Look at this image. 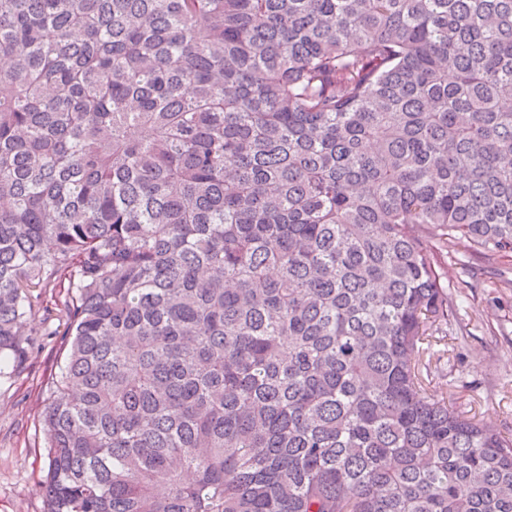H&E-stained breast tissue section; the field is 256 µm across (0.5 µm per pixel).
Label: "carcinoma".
<instances>
[{
  "label": "carcinoma",
  "mask_w": 512,
  "mask_h": 512,
  "mask_svg": "<svg viewBox=\"0 0 512 512\" xmlns=\"http://www.w3.org/2000/svg\"><path fill=\"white\" fill-rule=\"evenodd\" d=\"M512 0H0V356L61 286L47 512H512L448 407V241L512 261Z\"/></svg>",
  "instance_id": "cac0c4a2"
}]
</instances>
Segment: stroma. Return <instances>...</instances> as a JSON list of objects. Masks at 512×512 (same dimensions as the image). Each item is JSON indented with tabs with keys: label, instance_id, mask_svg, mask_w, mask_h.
<instances>
[{
	"label": "stroma",
	"instance_id": "1",
	"mask_svg": "<svg viewBox=\"0 0 512 512\" xmlns=\"http://www.w3.org/2000/svg\"><path fill=\"white\" fill-rule=\"evenodd\" d=\"M445 280L456 313L448 360L434 366L437 393L467 417L512 437V265L488 264L449 244ZM66 322L51 293L23 327L34 346L10 378L0 377V512H44L48 458L38 415L45 379L59 365Z\"/></svg>",
	"mask_w": 512,
	"mask_h": 512
}]
</instances>
